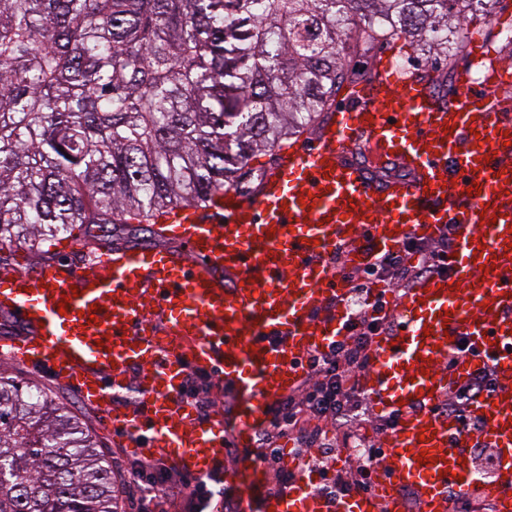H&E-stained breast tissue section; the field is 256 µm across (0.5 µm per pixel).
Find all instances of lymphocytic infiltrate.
Listing matches in <instances>:
<instances>
[{
  "label": "lymphocytic infiltrate",
  "mask_w": 512,
  "mask_h": 512,
  "mask_svg": "<svg viewBox=\"0 0 512 512\" xmlns=\"http://www.w3.org/2000/svg\"><path fill=\"white\" fill-rule=\"evenodd\" d=\"M456 247L455 236L448 232L429 242L412 238L400 249L378 256L374 264L345 272L349 291L343 303L350 310V335L331 354L311 356L304 379L271 407L270 427L256 432V447L246 453L254 468L278 470L279 487L284 490L293 476L280 470L281 450L276 438H289L303 450L314 447L321 421L343 432L369 427L381 434L394 427L395 416L373 417L357 382L358 373L369 366L374 338L393 328L387 287L403 288L447 271L448 256ZM495 387L493 367L483 366L455 387L436 409L467 433H480L482 426L471 407ZM383 456V448L375 446L364 461L339 467L332 463L330 451L320 452L315 460L322 476L320 491L330 499L371 492L370 475ZM123 479L136 493V512H209L217 498L223 499L224 512H244L243 498L235 489L213 488L210 482L172 472L158 461H131Z\"/></svg>",
  "instance_id": "lymphocytic-infiltrate-1"
}]
</instances>
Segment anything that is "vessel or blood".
<instances>
[{
    "label": "vessel or blood",
    "mask_w": 512,
    "mask_h": 512,
    "mask_svg": "<svg viewBox=\"0 0 512 512\" xmlns=\"http://www.w3.org/2000/svg\"><path fill=\"white\" fill-rule=\"evenodd\" d=\"M380 72L348 89L310 145L277 151L252 191L227 187L180 210L163 232L173 248L105 243L88 271L70 262L1 271L0 311L26 329L17 358L74 384L138 453H162L191 477L233 485L227 437L251 447L308 357L347 334L337 265H370L451 224L449 272L398 294L394 329L375 338L361 377L375 412L398 417L378 438L387 454L374 493L328 500L311 470L285 492L264 493L261 512H405L403 489L415 492L419 512H448L452 489L512 512V114L490 82L468 74L446 104L392 59ZM358 144L412 179L374 180L349 156ZM486 364L496 389L474 404L483 429L472 436L435 406ZM134 367L139 405L117 410ZM192 369L234 387L232 424L194 416L183 400ZM476 448L497 454L492 481L479 473Z\"/></svg>",
    "instance_id": "1"
}]
</instances>
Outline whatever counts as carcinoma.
<instances>
[{
  "label": "carcinoma",
  "mask_w": 512,
  "mask_h": 512,
  "mask_svg": "<svg viewBox=\"0 0 512 512\" xmlns=\"http://www.w3.org/2000/svg\"><path fill=\"white\" fill-rule=\"evenodd\" d=\"M495 0H0V245L151 234L318 126L350 59L434 56ZM89 431L0 370V512H119Z\"/></svg>",
  "instance_id": "obj_1"
}]
</instances>
